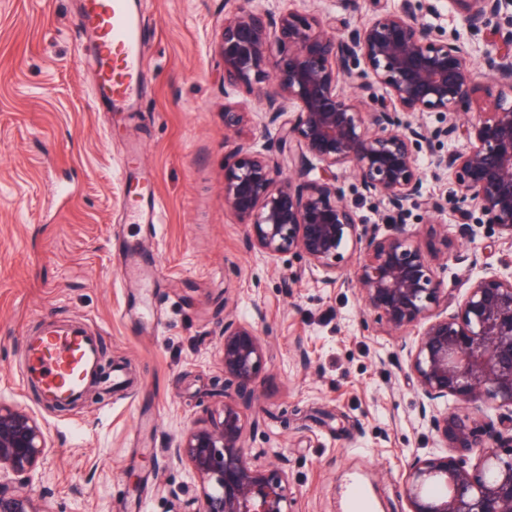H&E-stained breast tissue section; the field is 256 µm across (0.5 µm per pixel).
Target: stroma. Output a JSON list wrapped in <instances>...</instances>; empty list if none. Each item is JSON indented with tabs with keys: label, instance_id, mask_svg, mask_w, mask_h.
Returning a JSON list of instances; mask_svg holds the SVG:
<instances>
[{
	"label": "stroma",
	"instance_id": "1",
	"mask_svg": "<svg viewBox=\"0 0 512 512\" xmlns=\"http://www.w3.org/2000/svg\"><path fill=\"white\" fill-rule=\"evenodd\" d=\"M226 0H141L145 28L138 102L97 98V75L75 20L79 0H0V399L36 415L49 440L46 475L29 491L53 512H171L201 496L171 449L224 406L225 321L252 324L266 346L245 419L258 462L287 469L292 512H336L351 472L367 489L355 512H405L402 475L438 447L401 365L413 333L363 315L354 286L330 285L297 256L251 249L248 229L224 207V154L260 144L251 124L224 131V102L263 105L224 89L215 49ZM464 44L485 84L487 35L471 34L451 0H383ZM272 12L319 7L366 23L374 0H266ZM138 153L156 177L158 227L123 203ZM420 153L432 214L407 205L403 221L456 307L472 283L512 258L477 216L460 220L452 177ZM81 321L128 375L103 401L86 396L54 412L21 390L23 334L47 321ZM297 409L288 425L274 418Z\"/></svg>",
	"mask_w": 512,
	"mask_h": 512
}]
</instances>
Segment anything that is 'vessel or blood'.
<instances>
[{
  "label": "vessel or blood",
  "instance_id": "obj_1",
  "mask_svg": "<svg viewBox=\"0 0 512 512\" xmlns=\"http://www.w3.org/2000/svg\"><path fill=\"white\" fill-rule=\"evenodd\" d=\"M98 37V83L113 105L133 104L138 96L144 45L130 0H83L77 19ZM99 372V343L77 323L45 324L26 340L21 384H38L46 405L76 403Z\"/></svg>",
  "mask_w": 512,
  "mask_h": 512
}]
</instances>
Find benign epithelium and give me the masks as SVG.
I'll return each mask as SVG.
<instances>
[{
  "label": "benign epithelium",
  "mask_w": 512,
  "mask_h": 512,
  "mask_svg": "<svg viewBox=\"0 0 512 512\" xmlns=\"http://www.w3.org/2000/svg\"><path fill=\"white\" fill-rule=\"evenodd\" d=\"M375 3V15L345 35L319 10L276 15L262 0H237L224 13L217 44L224 88H244L265 105L261 147L224 154V206L261 256L299 255L330 285L350 283L347 265L358 255L355 287L365 311L394 332L421 326L402 348L421 417L446 451L408 465L405 512H512V273L477 279L450 312L431 256L401 223L410 202L444 209L422 192L418 156L427 149L435 175L454 179L461 215L479 212L512 245V25L497 22L509 2L453 0L470 31L501 40L486 58L490 78L504 88L495 97L480 95L459 40ZM360 61L358 105L340 84ZM430 112L441 125L423 123ZM248 121L224 105L225 132ZM460 138L466 149L432 152L434 141ZM316 168L320 176L309 178ZM338 170L386 206L388 233L362 222ZM222 337L224 385L254 386L264 340L234 321L224 323ZM450 395L456 406L440 407ZM487 401L508 410L499 429L478 424ZM243 431L244 414L226 393L222 413L200 420L172 449L198 476L193 512H289L288 472L252 461ZM47 448L39 420L0 400V512H52L27 491ZM457 450L474 463L466 466Z\"/></svg>",
  "instance_id": "1"
}]
</instances>
